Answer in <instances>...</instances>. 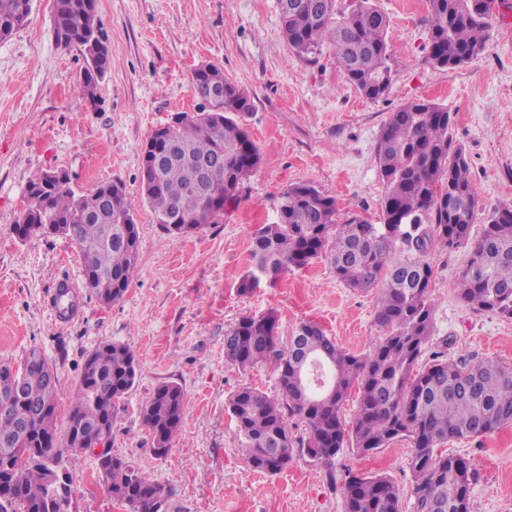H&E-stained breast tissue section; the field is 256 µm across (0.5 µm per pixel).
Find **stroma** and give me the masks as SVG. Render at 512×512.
I'll return each instance as SVG.
<instances>
[{
  "instance_id": "obj_1",
  "label": "stroma",
  "mask_w": 512,
  "mask_h": 512,
  "mask_svg": "<svg viewBox=\"0 0 512 512\" xmlns=\"http://www.w3.org/2000/svg\"><path fill=\"white\" fill-rule=\"evenodd\" d=\"M376 3L390 18L395 70L377 101L349 84L331 45L308 57L288 47L278 0H97L112 68L94 112L79 90L82 56L55 40L52 0H34L28 22L0 41V364L43 353L57 369L64 414L86 354L105 341L130 346L138 376L114 425L112 452L171 487L167 512H344L325 472L306 456L274 475L253 471L228 408L245 386L278 393L272 366L242 370L224 357V335L242 315L276 312L285 337L313 321L353 354L371 351L385 334L376 322L377 291L347 288L323 258L288 270L276 285L241 291L254 233L276 221L281 192L308 183L335 198L339 217L380 223L381 128L404 102L425 99L448 108L453 137L466 150L479 198L472 238L494 209L512 205V8L493 18L480 59L447 70L427 59V0ZM206 63L250 95L245 126L262 162L219 223L177 241L154 223L142 196L141 150L174 113L195 108L192 74ZM57 168L78 192L122 182L139 229L138 269L123 298L105 305L80 291L77 313L63 325L52 321L50 306L59 282L82 279L72 241L56 234L23 241L13 227L30 179ZM426 260L432 349L512 365V319L474 312L457 297L466 250L436 246ZM169 381L181 385L186 409L170 451L159 457L139 407ZM441 449L467 457L478 474L471 512H512V423ZM410 454V441L399 439L377 453L345 451L335 469L390 477L401 512H416ZM96 472L89 454L71 468L72 512H123L103 482L84 485Z\"/></svg>"
}]
</instances>
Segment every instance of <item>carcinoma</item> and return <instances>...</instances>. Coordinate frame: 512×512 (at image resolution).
Masks as SVG:
<instances>
[{
	"mask_svg": "<svg viewBox=\"0 0 512 512\" xmlns=\"http://www.w3.org/2000/svg\"><path fill=\"white\" fill-rule=\"evenodd\" d=\"M305 2L297 10L294 4ZM429 62L455 69L481 57L491 21L503 0H428ZM33 0H0V41L29 19ZM280 30L299 56L332 45L345 78L370 100L384 97L393 81L387 32L390 20L375 0H360L346 14L336 0H279ZM57 43L76 48L84 60L80 92L99 101L98 86L112 67V55L97 23L96 0H53ZM224 82L227 96L239 88L210 66L194 70L196 95ZM244 113L216 102L176 131L175 149L141 180L156 224L175 240L197 233L224 217L236 204L241 187L261 162L259 149L242 123ZM448 109L424 99L402 104L389 114L377 144L384 223L358 217L337 219L336 200L307 183L282 192L277 221L255 234L248 273L241 290L274 281L292 267L324 255L347 287L379 290L376 322L385 336L365 355L343 350L313 323L300 324L288 344H280L278 318L241 317L224 336V355L242 369L269 363L277 374L274 398L249 386L229 403L246 441V457L257 472L282 471L294 455L304 454L325 468L345 512H400L398 486L387 476L352 470L337 478L335 458L350 448L376 452L393 441L411 440L410 471L416 512H470V488L476 472L469 459L441 454L451 438L486 436L512 423V367L487 359H448L427 352L433 328L430 299L432 269L424 260L434 245L469 248L457 288L458 298L479 313L512 318V206L496 209L481 237L471 242L478 195L469 175L464 148L452 135ZM215 166L206 193L197 184V163ZM173 204L185 224H169L165 209ZM33 224H58L76 212L86 220L73 225L69 238L81 259L83 278L95 280L93 293L119 301L138 267V227L124 224L131 211L119 181L102 182L78 194L69 184H54L44 171L25 191ZM30 351L21 382L0 371V487L11 496L0 512H60L47 484L57 468L68 469L125 411V398L137 377L134 351L105 342L84 359L79 386L58 426L57 383ZM358 391L350 421L341 407L351 389ZM185 414V394L176 382L159 385L140 407L143 426L155 455L168 454ZM301 421L304 433L289 429ZM103 484L126 512H166L172 490L141 472L131 461L108 454L98 459Z\"/></svg>",
	"mask_w": 512,
	"mask_h": 512,
	"instance_id": "1",
	"label": "carcinoma"
}]
</instances>
